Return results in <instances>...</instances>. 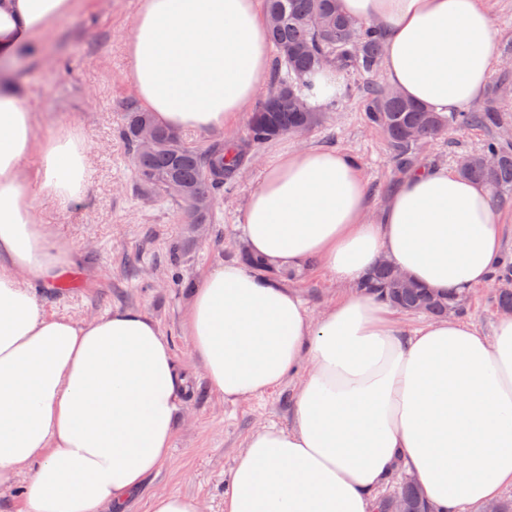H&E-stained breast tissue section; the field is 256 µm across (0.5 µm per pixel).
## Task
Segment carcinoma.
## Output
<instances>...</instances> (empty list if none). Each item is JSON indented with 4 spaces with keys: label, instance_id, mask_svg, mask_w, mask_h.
Masks as SVG:
<instances>
[{
    "label": "carcinoma",
    "instance_id": "carcinoma-1",
    "mask_svg": "<svg viewBox=\"0 0 512 512\" xmlns=\"http://www.w3.org/2000/svg\"><path fill=\"white\" fill-rule=\"evenodd\" d=\"M264 6L265 15L280 17L277 24L267 25V39L276 53L277 82L272 97L264 99L248 119V139L256 144L288 134L302 124L320 123L322 115L306 93L315 73L328 67L342 76L350 71L370 76L382 58L379 28L346 15L339 0H264ZM504 83L501 77L492 81L481 109L448 113L414 102L392 88L369 83L360 98V111L368 124L385 132L395 172L402 175L417 168L418 146L423 141L438 139L450 129L501 127L500 88ZM143 124L154 129L157 140L149 152L140 151L137 143L136 132ZM122 134L141 185L166 195L167 183L176 182L185 191V195L175 196L185 223L214 222L212 212L189 208V196L197 192L212 195L224 187V180L243 161L242 149L218 141L201 153L179 132L157 123L152 113L132 105L126 106ZM474 157L493 159L495 164H477L459 174L487 184L497 203H511L512 145L493 136ZM360 290L394 307L429 317L446 316L458 310L461 302L454 294L438 293L417 283L412 288L396 287L393 268L388 265L375 266ZM395 493L411 506L412 512H433L418 485L402 481Z\"/></svg>",
    "mask_w": 512,
    "mask_h": 512
}]
</instances>
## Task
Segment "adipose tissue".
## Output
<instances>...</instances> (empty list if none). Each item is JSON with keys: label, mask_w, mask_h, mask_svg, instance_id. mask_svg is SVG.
Wrapping results in <instances>:
<instances>
[{"label": "adipose tissue", "mask_w": 512, "mask_h": 512, "mask_svg": "<svg viewBox=\"0 0 512 512\" xmlns=\"http://www.w3.org/2000/svg\"><path fill=\"white\" fill-rule=\"evenodd\" d=\"M381 26L388 83L440 112L467 111L494 68L483 0H340ZM72 0H0V60L48 30ZM138 99L179 131L220 132L264 89L261 0H141L125 44ZM0 92V488L27 475L25 512H117L168 459L185 378L157 323L116 308L49 317L32 291L77 267L38 215L88 187L81 128ZM38 153L34 184L21 165ZM345 152L318 146L267 158L242 215L253 256L321 265L350 295L311 316L299 294L235 262L194 289L184 320L212 391L229 402L308 371L290 425L251 434L224 512H372L398 469L435 512H481L512 488V316L491 333L448 316L408 330L356 288L378 259L419 284L467 296L488 285L503 227L481 183L444 167L407 175L377 220Z\"/></svg>", "instance_id": "ef3b65f1"}]
</instances>
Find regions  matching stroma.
I'll list each match as a JSON object with an SVG mask.
<instances>
[{
    "label": "stroma",
    "mask_w": 512,
    "mask_h": 512,
    "mask_svg": "<svg viewBox=\"0 0 512 512\" xmlns=\"http://www.w3.org/2000/svg\"><path fill=\"white\" fill-rule=\"evenodd\" d=\"M140 0H75L24 58L18 71L22 96L40 118V134L61 121L77 123L90 146L85 198L70 207L38 206L42 223L80 255L79 270L65 291L41 289L36 298L50 316L90 320L115 308H138L158 323L187 378L183 414L170 457L126 504L149 512L152 497L176 493L200 499L205 512H224L235 456L263 426L288 425L300 377L292 375L267 393L229 403L210 391L184 330L193 288L216 265L234 262L243 248L237 226L256 187L263 161L283 147L322 146L344 151L368 182L370 218H377L399 182L385 134L368 126L359 110L366 79L351 72L341 80L337 102L321 105L323 120L297 140L282 135L259 145L246 141L247 115L228 127L245 144L242 165L213 197L215 220L187 224L177 203L137 185L132 157L119 130L123 112L137 96L124 50ZM489 130L470 127L423 142L421 164L455 169L458 158L478 151ZM281 286L300 292L311 315L346 295L318 266L295 275L277 270Z\"/></svg>",
    "instance_id": "1"
}]
</instances>
